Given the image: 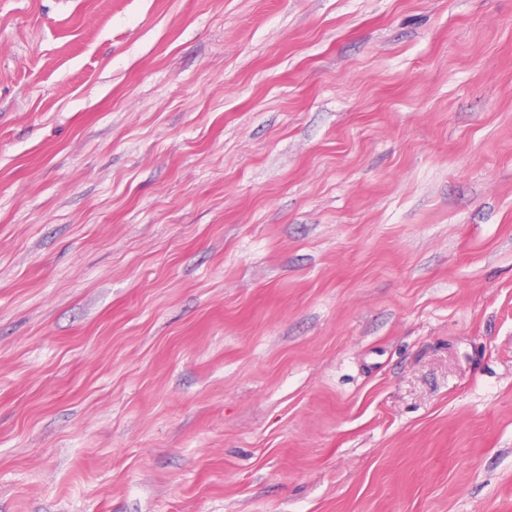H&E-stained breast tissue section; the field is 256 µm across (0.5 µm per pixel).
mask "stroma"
Returning a JSON list of instances; mask_svg holds the SVG:
<instances>
[{"mask_svg": "<svg viewBox=\"0 0 512 512\" xmlns=\"http://www.w3.org/2000/svg\"><path fill=\"white\" fill-rule=\"evenodd\" d=\"M0 512H512V0H0Z\"/></svg>", "mask_w": 512, "mask_h": 512, "instance_id": "35a3bbf8", "label": "stroma"}]
</instances>
